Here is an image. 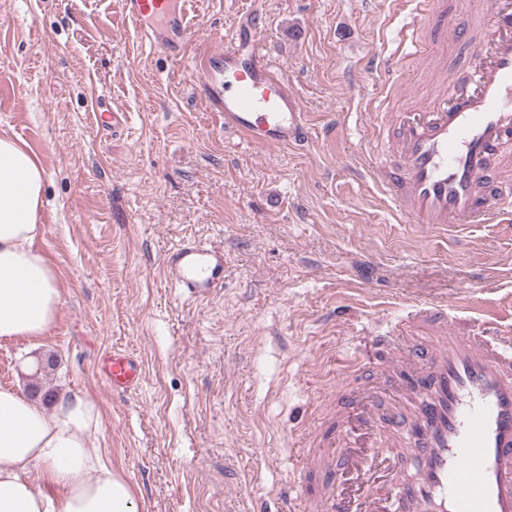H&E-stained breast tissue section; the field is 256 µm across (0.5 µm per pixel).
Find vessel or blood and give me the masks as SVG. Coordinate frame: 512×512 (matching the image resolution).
Here are the masks:
<instances>
[{
    "instance_id": "b4317fda",
    "label": "vessel or blood",
    "mask_w": 512,
    "mask_h": 512,
    "mask_svg": "<svg viewBox=\"0 0 512 512\" xmlns=\"http://www.w3.org/2000/svg\"><path fill=\"white\" fill-rule=\"evenodd\" d=\"M191 0H120L148 41L180 57L164 37L175 20L192 39ZM470 60L420 107L372 124L363 166L400 221L436 227L512 219V0H479L480 34L454 26L443 0H414ZM408 27L397 48L368 70L399 84L432 46ZM260 22L236 29L223 49L192 60L193 81L226 133L251 146H300L310 129L302 101L260 44ZM168 283L194 298L224 285L223 250L186 239L164 258ZM112 388L142 379L136 358L113 352L102 368ZM323 417L291 451L295 497L282 512H512V334L426 305L382 331L363 330L321 396ZM367 430L357 446L355 426ZM360 447L353 455L352 447ZM388 463L386 476L342 487L362 457Z\"/></svg>"
}]
</instances>
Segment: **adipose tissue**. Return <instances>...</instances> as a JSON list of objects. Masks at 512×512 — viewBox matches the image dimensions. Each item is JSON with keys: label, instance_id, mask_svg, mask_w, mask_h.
Instances as JSON below:
<instances>
[{"label": "adipose tissue", "instance_id": "obj_1", "mask_svg": "<svg viewBox=\"0 0 512 512\" xmlns=\"http://www.w3.org/2000/svg\"><path fill=\"white\" fill-rule=\"evenodd\" d=\"M44 168L25 145L0 136V340H43L62 292L39 241ZM100 407L79 393L45 411L0 386V512H136V493L99 446ZM41 482L30 481L32 467Z\"/></svg>", "mask_w": 512, "mask_h": 512}]
</instances>
